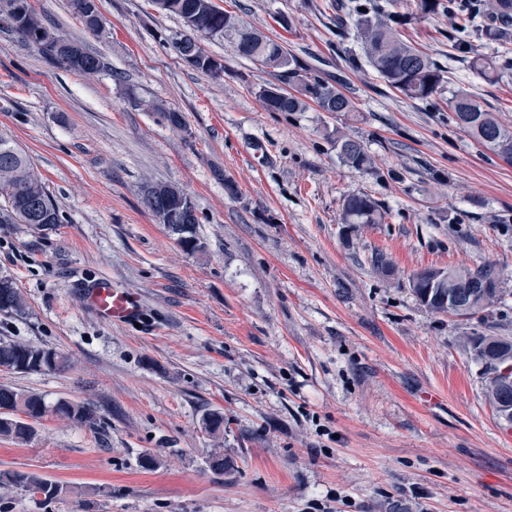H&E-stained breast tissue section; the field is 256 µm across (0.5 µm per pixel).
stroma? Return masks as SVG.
<instances>
[{
  "instance_id": "1",
  "label": "stroma",
  "mask_w": 512,
  "mask_h": 512,
  "mask_svg": "<svg viewBox=\"0 0 512 512\" xmlns=\"http://www.w3.org/2000/svg\"><path fill=\"white\" fill-rule=\"evenodd\" d=\"M324 73L353 112H270L271 77L229 43L215 81L156 37L176 18L150 0H98L95 37L67 0H32L45 22L103 57L88 78L0 31V135L29 158L60 224H0V277L25 309L0 337L67 353L62 372L0 369V384L92 403L90 430L49 414L26 443L0 438V471L72 488L44 512H512V427L461 344L512 337V163L457 127L447 96L413 102L354 42L336 39L335 0H216ZM403 36L512 127V77L489 83L454 58L447 16ZM289 26H282V19ZM182 112L185 129L129 94ZM363 142L377 172L345 165L337 137ZM238 190L229 197L224 179ZM191 196L203 248L183 251L143 206L145 181ZM368 195L380 224L349 229L342 208ZM392 275L371 265L375 253ZM494 265L501 297L483 320L427 311L409 287L427 268ZM108 277L143 302L140 325L102 322L81 288ZM224 415L209 433L206 412ZM221 452L236 472L208 466ZM160 461L146 470L139 459Z\"/></svg>"
}]
</instances>
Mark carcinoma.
I'll return each instance as SVG.
<instances>
[{
  "label": "carcinoma",
  "mask_w": 512,
  "mask_h": 512,
  "mask_svg": "<svg viewBox=\"0 0 512 512\" xmlns=\"http://www.w3.org/2000/svg\"><path fill=\"white\" fill-rule=\"evenodd\" d=\"M158 13L174 16L181 21L182 29L172 35L159 34V39L173 48L195 70L213 80L224 77V63L205 51L200 39L229 42L235 52L261 67L270 70L276 82L261 87L258 96L270 112H300L307 102L316 104L323 112H354L353 100L336 85L312 72L286 47L262 31L245 25L240 19L222 9L212 7L207 0H154ZM15 9L0 13V28L14 34L19 40L35 49L46 61L84 76H93L105 69L103 61L88 52L84 46L60 35L47 26L28 0H13ZM395 0L387 4H363L359 0L336 3V10L353 17L356 41L368 67L386 85L405 98L430 103L441 93L445 71L428 54L422 52L401 34L408 17L389 10ZM364 10H359V7ZM71 13L85 30L94 36L106 31V19L95 0H69ZM418 16L422 18L448 13L452 20L453 35L449 36L456 54L468 60V68L490 83L504 78L505 58H493L469 52L467 35L472 31L488 41L505 44L512 39V0H417ZM136 107L165 113L166 120L175 128L185 125L184 116L173 108H164L154 101L132 98ZM450 111L456 125L484 149L497 157L512 162V127L501 124L480 101L463 89L451 91ZM336 150L341 160L362 172H375L374 159L364 145L356 140L336 137ZM154 195L143 193L146 208L156 219L165 213L175 215L167 222V232L175 243L186 251L201 248L197 235L198 215L189 224L181 223V202L196 209L192 199L181 189L167 183H153ZM0 205L1 224H42L50 227L61 223L59 211L30 161L13 143L0 136ZM384 219L382 206L367 195H352L343 204L342 223L379 224ZM437 277L439 287L420 300L431 312L472 318L482 309L475 305L467 308L448 309V292L458 285H469V295L480 301L486 288L500 283L497 270L489 265L476 268L458 267L448 272L426 268L410 279ZM23 308L18 288L9 278H0V312L16 313ZM463 345L475 350L479 357L492 361L506 358L512 361V339L505 336L474 334L463 337ZM68 356L46 345L0 340V367L16 373H42L64 371L69 368ZM52 413L78 426L94 428L98 416L88 402L59 398L49 405L44 397L29 391H20L0 385V436L18 442H27L36 435L32 422ZM209 467L219 473L236 470V461L221 453L209 459ZM0 487L26 492L34 506L51 500H60L71 490L50 482L35 473L0 471Z\"/></svg>",
  "instance_id": "1"
}]
</instances>
